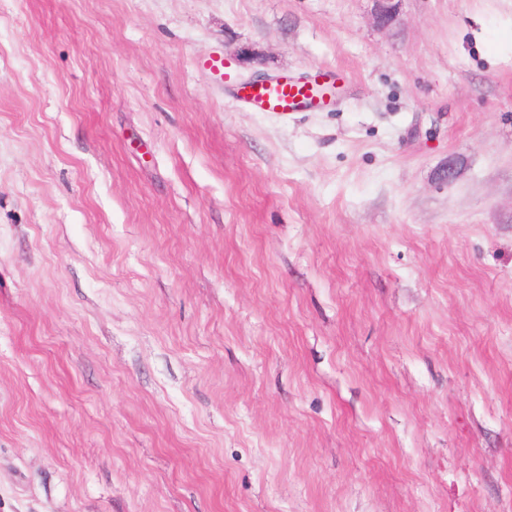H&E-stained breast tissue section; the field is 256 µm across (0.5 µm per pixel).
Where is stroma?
I'll use <instances>...</instances> for the list:
<instances>
[{
  "label": "stroma",
  "instance_id": "1",
  "mask_svg": "<svg viewBox=\"0 0 512 512\" xmlns=\"http://www.w3.org/2000/svg\"><path fill=\"white\" fill-rule=\"evenodd\" d=\"M0 512H512V0H0ZM336 78L331 71H320L309 79L284 74L258 83L235 85L233 96L257 111L280 115L323 109L336 104Z\"/></svg>",
  "mask_w": 512,
  "mask_h": 512
}]
</instances>
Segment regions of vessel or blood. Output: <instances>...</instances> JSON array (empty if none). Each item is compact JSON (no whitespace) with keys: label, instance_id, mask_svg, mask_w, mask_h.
I'll use <instances>...</instances> for the list:
<instances>
[{"label":"vessel or blood","instance_id":"vessel-or-blood-1","mask_svg":"<svg viewBox=\"0 0 512 512\" xmlns=\"http://www.w3.org/2000/svg\"><path fill=\"white\" fill-rule=\"evenodd\" d=\"M337 75L322 71L309 79L280 75L247 85H236L234 97L260 112L285 115L328 107L336 102Z\"/></svg>","mask_w":512,"mask_h":512}]
</instances>
